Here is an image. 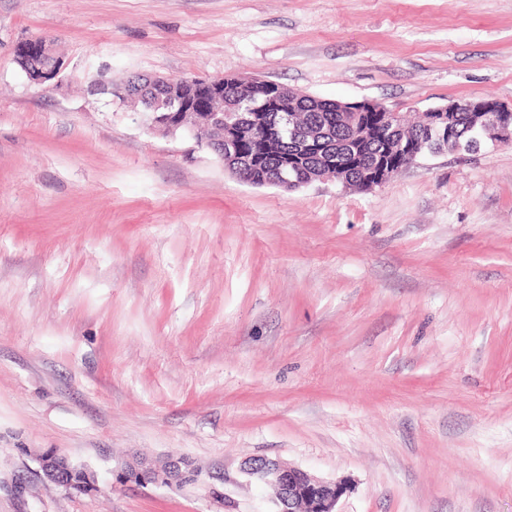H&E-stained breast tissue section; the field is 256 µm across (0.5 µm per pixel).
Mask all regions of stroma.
I'll use <instances>...</instances> for the list:
<instances>
[{"instance_id":"stroma-1","label":"stroma","mask_w":512,"mask_h":512,"mask_svg":"<svg viewBox=\"0 0 512 512\" xmlns=\"http://www.w3.org/2000/svg\"><path fill=\"white\" fill-rule=\"evenodd\" d=\"M132 75L512 108V0H0V512H273L263 456L338 512H512V142L252 186L90 87ZM172 453L195 483L123 475ZM25 54L20 57L27 70L44 75L39 82L44 83L58 77L62 63L55 54L54 43L48 37H35L22 41ZM36 458L44 478H47L56 486L67 491L74 490L85 494L99 491L97 480L92 471L84 466L74 465L57 450L42 452ZM62 472L71 474V479L68 482L61 481L59 476ZM243 472L271 487L273 512H338L339 500L350 490L345 481H327L306 471L283 465L278 459L258 457L244 463Z\"/></svg>"}]
</instances>
